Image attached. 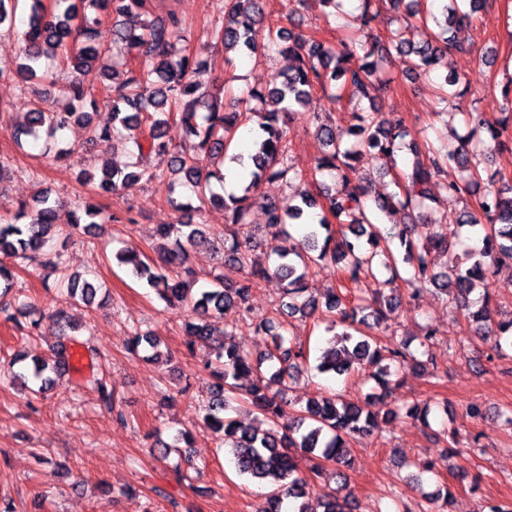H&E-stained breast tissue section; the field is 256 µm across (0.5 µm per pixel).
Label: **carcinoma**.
<instances>
[{"label": "carcinoma", "instance_id": "cac0c4a2", "mask_svg": "<svg viewBox=\"0 0 512 512\" xmlns=\"http://www.w3.org/2000/svg\"><path fill=\"white\" fill-rule=\"evenodd\" d=\"M375 0H363V11L352 18L365 63L354 65L350 53L332 48L302 32H294L277 21L266 19L260 0H228L224 22L214 24L203 35L220 42L226 51L256 53L265 45L291 60L288 72H279L262 89L232 93L225 101L210 91L205 62L187 51L184 43L191 39L175 11L161 0H55L49 8L46 0H0V26L13 22L17 11L26 14L27 30L24 46L18 50L0 49V79L17 78L25 83L47 79L58 63L67 71L64 90L69 97L65 112H56L33 101L25 112L22 135L26 140L41 136L54 138L71 123L91 130L93 140L108 144L125 138L135 161L124 167L105 165L97 178V187L112 194L127 192L144 179H161L172 174L187 187L189 193L169 199L177 212L198 211L193 200L209 202L224 210V264L237 268L235 280L217 273L207 285L197 287L195 269L189 264V250L211 242L200 224L180 221L158 225V235L170 242L159 262L148 265L134 253L120 250L115 258L132 266L137 278L155 290L157 297L169 307H183L194 315L184 325L188 336L186 348L210 350L204 369L214 380L211 399L205 406L204 425L222 435L224 446L232 454L236 470L272 487L261 512H282L288 498L298 501L295 512H354L352 503L336 495L326 496L319 509L308 507L304 498L312 486V477L324 471L323 463L349 466L351 440L371 434L399 415L390 407V397L400 371L416 373L431 370L438 375L433 345L438 335L435 328L424 330L420 351H409L406 341L382 343L363 329H371L392 313L402 292L414 299L435 288L447 297L453 313H461L479 324L481 337H492L494 348L502 352L512 348V318L496 319L495 299L490 291L492 268L512 262V187L510 195L491 188L476 200L473 208L458 215L440 212L432 224L468 227L480 236L481 247L472 254L467 265L449 252L448 243L429 238L419 243L412 238V224L386 225L383 217L397 211H413L430 198L428 186H439L451 195L472 192L486 171L487 148L469 146V140L457 138L458 144L429 141L423 131L412 132L400 121L390 127L381 124L373 112H356V124L342 132L326 121L316 127V135L327 148L317 163V170L327 171L333 178L330 186L315 184V190L302 189L299 183L308 178L290 175L288 138L285 117L296 106H307L319 91L330 102L340 104L363 99L372 100L371 90L380 77L389 55L396 51L413 57L412 72L426 74L439 63L440 55L459 48L448 36L457 23L468 21L484 7L485 0H468L470 11L459 6L461 0H448L443 9V25L438 33L415 39L411 17H420L428 29L429 17L420 15L421 0H389L394 9L404 4L398 27L390 30L386 41L368 31L369 12ZM112 17V29L101 28V16ZM138 50L139 61L129 64L122 50ZM116 52L112 65L105 66L112 83L104 87L105 96L98 100L81 82L84 67L99 62ZM144 83H154L151 99L139 97ZM461 83L458 75L443 78L440 102L453 106L454 99L466 90L453 91ZM503 117L491 123L476 111L462 113L465 123L487 130L494 142L512 127V89L505 90ZM273 100L278 108L257 110L250 102ZM110 113V122L92 123L99 110ZM182 126L192 153L171 151L164 140V128L170 121ZM252 125L256 152L251 161L250 180L240 194L228 197L213 190L212 182L224 183L221 165L228 160L241 164L243 158L232 154L239 130ZM412 156L410 163L399 164L401 152ZM368 156L381 162L384 173L394 179L398 191L372 199L360 191L364 177L360 162ZM461 167L459 179H443L448 166ZM283 181L295 188L299 203L283 207L275 199L262 204L265 227L279 240L273 267L257 269L251 260V239L241 238L248 225V215L255 193L263 181ZM34 204L20 205L11 216L0 214V296L14 288V273L4 263L36 262L43 268L64 271L62 254L48 242L54 232L105 223L101 208L84 204L68 212L67 222H57V205L50 196L37 192ZM339 229H334L333 225ZM383 267L390 276L382 288L367 302L349 299L346 289L375 275ZM338 274L339 287L331 288L319 298L308 293L307 277L313 269ZM276 277L284 284L288 302L282 313L289 318L317 319L332 331L345 327L330 339L331 346L319 358L317 369L337 375L347 373L354 365L368 369L374 391L356 400L332 394H317L299 410L292 423L280 422L287 403V382L307 365L303 344L284 335L282 325L270 320L254 324V332L270 338L268 350L253 359L235 342L236 326L224 330L214 327L213 319L222 318L235 309L242 322H247L248 300L260 281ZM68 297L89 307L94 304L101 285L82 275L65 274ZM0 318L16 324L29 338L45 333L44 322L69 329L63 308L47 318L22 324L15 313L0 304ZM127 346L144 349L150 356L161 355L159 342L150 334L131 330ZM66 346L59 343L46 358L26 363L27 354H16L3 365L9 381L32 393L52 389L61 379L60 365ZM244 408L261 414L268 428L260 431L244 426L226 415L229 410ZM431 402H413L405 409V417L430 427ZM318 460L311 476L302 474L299 458Z\"/></svg>", "mask_w": 512, "mask_h": 512}]
</instances>
